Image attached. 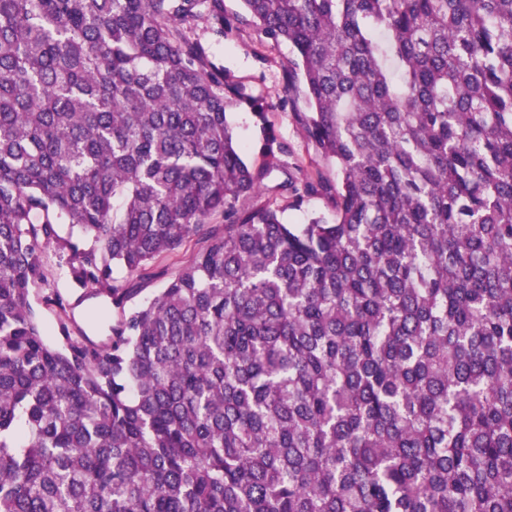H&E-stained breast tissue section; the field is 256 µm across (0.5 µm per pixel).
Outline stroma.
Returning <instances> with one entry per match:
<instances>
[{"mask_svg": "<svg viewBox=\"0 0 512 512\" xmlns=\"http://www.w3.org/2000/svg\"><path fill=\"white\" fill-rule=\"evenodd\" d=\"M224 14L234 22L226 36H215L202 20L188 27L186 34L200 45L212 68L224 72L245 92L228 113L245 158L253 166H260L261 147L266 135L271 134L283 148V167L265 178V185L272 187L287 180L298 183L304 175L316 173L327 181H335L334 169L317 155L295 120L296 113L307 111L305 100L285 91L290 48L284 43L264 42L246 21L240 0H224ZM255 99L268 103L265 117H257L251 106ZM257 200L282 208L283 219L289 224H304L316 216L329 222L334 219L333 205L324 196L308 197L299 208L291 207L285 194L271 197L262 193Z\"/></svg>", "mask_w": 512, "mask_h": 512, "instance_id": "stroma-1", "label": "stroma"}]
</instances>
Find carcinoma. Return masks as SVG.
Listing matches in <instances>:
<instances>
[{"instance_id": "1", "label": "carcinoma", "mask_w": 512, "mask_h": 512, "mask_svg": "<svg viewBox=\"0 0 512 512\" xmlns=\"http://www.w3.org/2000/svg\"><path fill=\"white\" fill-rule=\"evenodd\" d=\"M241 2L331 223L238 205L224 0H0V512H512V0ZM43 244L112 342L45 341ZM192 250L193 244L189 243L183 247L177 256L167 257L158 261L155 264L153 271H162V274L145 283L143 286L144 289L136 297L135 301L138 303H143L147 299L152 298L161 288L165 286L167 281L178 272L183 262L188 259Z\"/></svg>"}]
</instances>
